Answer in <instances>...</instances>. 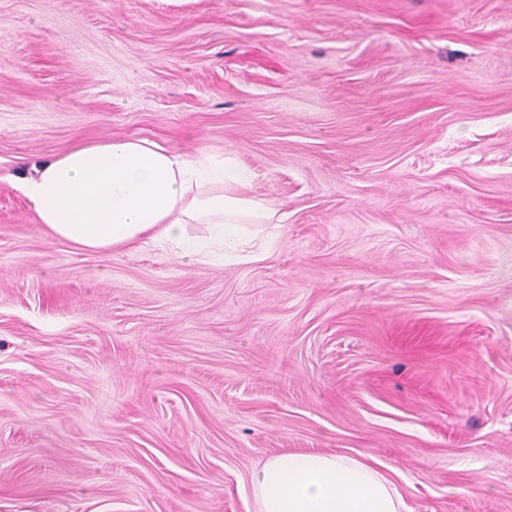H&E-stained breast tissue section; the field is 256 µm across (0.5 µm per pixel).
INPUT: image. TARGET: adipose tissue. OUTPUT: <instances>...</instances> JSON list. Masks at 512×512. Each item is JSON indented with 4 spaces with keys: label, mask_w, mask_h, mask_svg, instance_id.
I'll use <instances>...</instances> for the list:
<instances>
[{
    "label": "adipose tissue",
    "mask_w": 512,
    "mask_h": 512,
    "mask_svg": "<svg viewBox=\"0 0 512 512\" xmlns=\"http://www.w3.org/2000/svg\"><path fill=\"white\" fill-rule=\"evenodd\" d=\"M251 176L208 146L177 148L144 138L97 140L32 165L21 189L48 235L104 253L135 244L198 263L256 260L267 205ZM200 224L203 234L191 232ZM254 512H406L395 482L346 454L270 457L252 475Z\"/></svg>",
    "instance_id": "ef3b65f1"
}]
</instances>
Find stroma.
<instances>
[{
  "mask_svg": "<svg viewBox=\"0 0 512 512\" xmlns=\"http://www.w3.org/2000/svg\"><path fill=\"white\" fill-rule=\"evenodd\" d=\"M196 136L263 259L77 251L18 184ZM289 452L512 512V0H0V512H253Z\"/></svg>",
  "mask_w": 512,
  "mask_h": 512,
  "instance_id": "1",
  "label": "stroma"
}]
</instances>
